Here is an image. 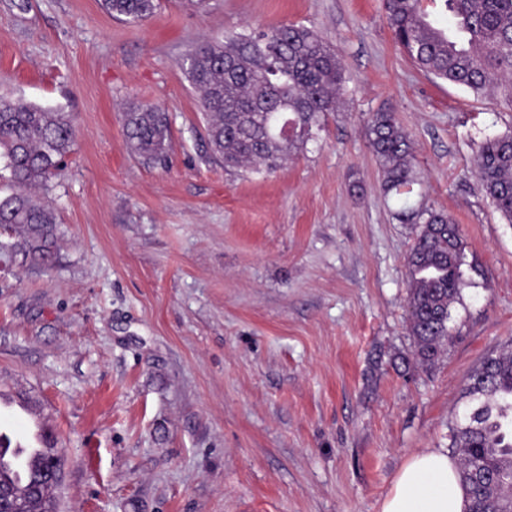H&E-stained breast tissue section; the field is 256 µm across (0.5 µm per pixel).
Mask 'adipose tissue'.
Wrapping results in <instances>:
<instances>
[{"label":"adipose tissue","instance_id":"1","mask_svg":"<svg viewBox=\"0 0 512 512\" xmlns=\"http://www.w3.org/2000/svg\"><path fill=\"white\" fill-rule=\"evenodd\" d=\"M380 512H465L457 461L438 448L417 451L399 471Z\"/></svg>","mask_w":512,"mask_h":512}]
</instances>
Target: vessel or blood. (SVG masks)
<instances>
[{"label":"vessel or blood","instance_id":"1","mask_svg":"<svg viewBox=\"0 0 512 512\" xmlns=\"http://www.w3.org/2000/svg\"><path fill=\"white\" fill-rule=\"evenodd\" d=\"M0 407L8 416L22 419L26 424L23 433L11 434L9 444L0 446V472L20 486L28 481L35 466L49 456L46 422L21 403L6 399L0 401Z\"/></svg>","mask_w":512,"mask_h":512}]
</instances>
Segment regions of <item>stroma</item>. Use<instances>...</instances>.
<instances>
[{"label": "stroma", "instance_id": "1", "mask_svg": "<svg viewBox=\"0 0 512 512\" xmlns=\"http://www.w3.org/2000/svg\"><path fill=\"white\" fill-rule=\"evenodd\" d=\"M282 24L334 47L342 109L276 170L225 169L183 61ZM0 96L74 121L39 193L54 252L0 270V389L50 416L58 512H380L413 453L450 449L470 374L512 350V223L473 166L512 109L419 70L382 0H161L141 23L100 0H0ZM132 105L168 113L164 163L127 151ZM381 110L413 143L407 198L369 147ZM406 202L447 211L465 246L455 339L424 368Z\"/></svg>", "mask_w": 512, "mask_h": 512}]
</instances>
